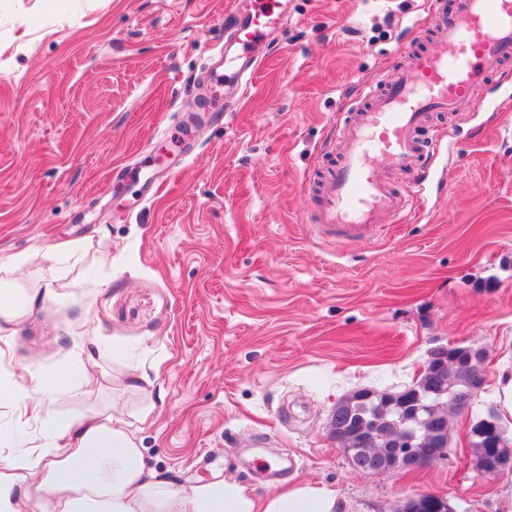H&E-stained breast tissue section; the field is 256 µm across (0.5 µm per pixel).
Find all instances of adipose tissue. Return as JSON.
Wrapping results in <instances>:
<instances>
[{
  "label": "adipose tissue",
  "mask_w": 512,
  "mask_h": 512,
  "mask_svg": "<svg viewBox=\"0 0 512 512\" xmlns=\"http://www.w3.org/2000/svg\"><path fill=\"white\" fill-rule=\"evenodd\" d=\"M77 245L61 243L42 255L15 252L0 256V335L9 336L35 307L61 287L53 269L60 255L76 258ZM41 263L47 276L30 283L19 271ZM64 384L59 374L33 365L17 366L0 380V402L22 405L14 428L0 429V444L15 427L40 418L38 442L0 463V512H339L334 490L300 483L257 496L235 481L182 483L146 467L137 426L152 414L145 406L135 419L125 412L90 411L60 419L50 410Z\"/></svg>",
  "instance_id": "ef3b65f1"
}]
</instances>
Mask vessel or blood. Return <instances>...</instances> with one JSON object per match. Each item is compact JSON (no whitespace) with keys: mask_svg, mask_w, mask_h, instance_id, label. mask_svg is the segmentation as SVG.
<instances>
[{"mask_svg":"<svg viewBox=\"0 0 512 512\" xmlns=\"http://www.w3.org/2000/svg\"><path fill=\"white\" fill-rule=\"evenodd\" d=\"M257 2L226 17L238 50L226 67L261 64L259 50L281 16ZM424 26L436 48L405 45L395 76L368 89L337 131V163L314 210L315 224L330 235L369 240L381 234L385 216H407L409 198L396 183L426 178L429 145L420 129L432 113L475 109L479 92L512 64V0H432Z\"/></svg>","mask_w":512,"mask_h":512,"instance_id":"b4317fda","label":"vessel or blood"}]
</instances>
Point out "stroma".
Masks as SVG:
<instances>
[{"label":"stroma","instance_id":"1","mask_svg":"<svg viewBox=\"0 0 512 512\" xmlns=\"http://www.w3.org/2000/svg\"><path fill=\"white\" fill-rule=\"evenodd\" d=\"M233 0H0V252L71 242L85 258L9 336L0 375L68 372L51 406L156 408L137 436L178 480L237 478L260 496L297 482L341 512H400L421 493L455 512H512V473L473 459L449 412L447 460L360 473L331 438L336 403L398 392L431 348H483L475 408L512 371V65L482 106L438 114L414 217L371 240L312 220L336 126L431 44L426 0H279L254 74L200 88ZM239 99L224 109L228 88ZM92 351L104 380L79 369Z\"/></svg>","mask_w":512,"mask_h":512}]
</instances>
